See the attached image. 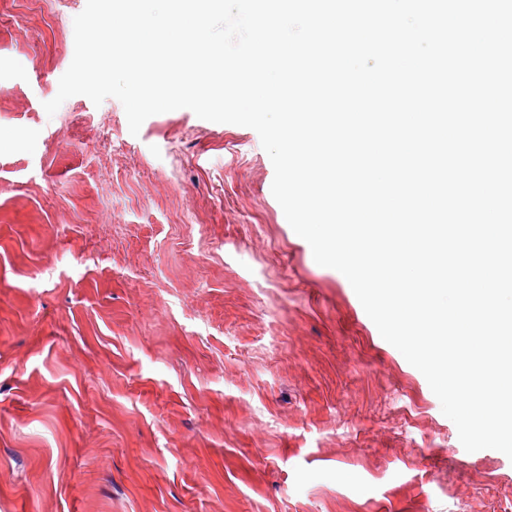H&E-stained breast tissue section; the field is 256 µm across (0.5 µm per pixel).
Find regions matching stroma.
<instances>
[{
    "mask_svg": "<svg viewBox=\"0 0 512 512\" xmlns=\"http://www.w3.org/2000/svg\"><path fill=\"white\" fill-rule=\"evenodd\" d=\"M86 0H0V512H512L251 128L53 99Z\"/></svg>",
    "mask_w": 512,
    "mask_h": 512,
    "instance_id": "35a3bbf8",
    "label": "stroma"
}]
</instances>
